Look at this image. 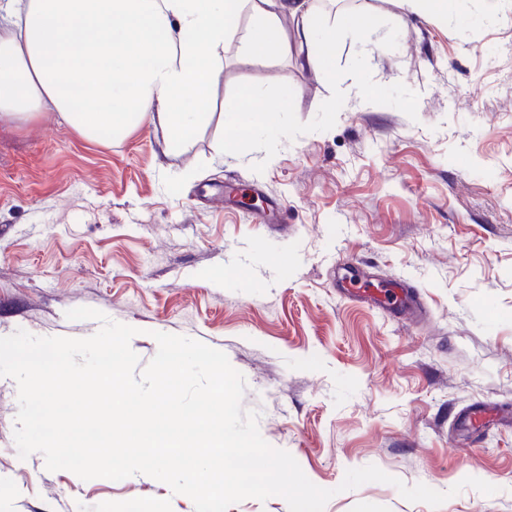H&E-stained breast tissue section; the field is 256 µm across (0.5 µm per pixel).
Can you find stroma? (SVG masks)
<instances>
[{
    "mask_svg": "<svg viewBox=\"0 0 512 512\" xmlns=\"http://www.w3.org/2000/svg\"><path fill=\"white\" fill-rule=\"evenodd\" d=\"M399 28L345 38L339 65L366 51L374 81L418 95V117L365 102L352 77L334 127L282 140L278 153H222L234 86L282 82L300 121L331 88L293 55L242 49L243 13L224 47L208 125L162 153L144 124L104 145L54 113L0 126V337L86 338L90 307L134 328L140 365L155 333L223 351L243 374L244 409L315 485L324 512H512V0H448L425 17L402 0H352ZM265 162L263 173L251 166ZM283 210L259 224L224 193ZM417 294L400 316L353 297L360 276ZM18 387L0 377V512H195L149 476L82 480L20 458ZM478 411L469 434L461 414ZM374 465L449 492L439 509L397 485L340 491ZM497 488L453 493L466 477Z\"/></svg>",
    "mask_w": 512,
    "mask_h": 512,
    "instance_id": "stroma-1",
    "label": "stroma"
}]
</instances>
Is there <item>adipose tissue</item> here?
I'll list each match as a JSON object with an SVG mask.
<instances>
[{
  "label": "adipose tissue",
  "instance_id": "obj_1",
  "mask_svg": "<svg viewBox=\"0 0 512 512\" xmlns=\"http://www.w3.org/2000/svg\"><path fill=\"white\" fill-rule=\"evenodd\" d=\"M246 9V51L294 47L300 64L332 71L318 0H0V123L53 112L108 144L148 122L177 152L211 117L226 36Z\"/></svg>",
  "mask_w": 512,
  "mask_h": 512
}]
</instances>
